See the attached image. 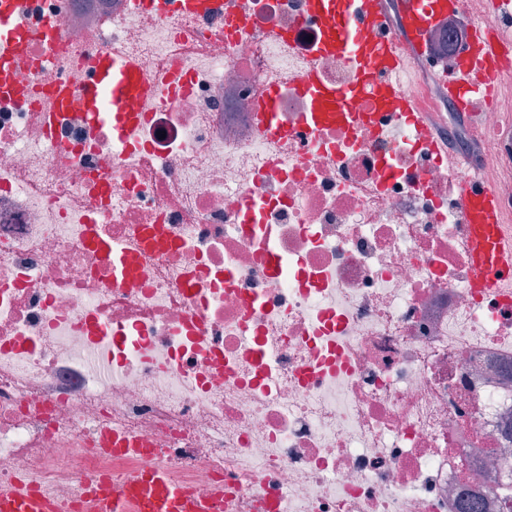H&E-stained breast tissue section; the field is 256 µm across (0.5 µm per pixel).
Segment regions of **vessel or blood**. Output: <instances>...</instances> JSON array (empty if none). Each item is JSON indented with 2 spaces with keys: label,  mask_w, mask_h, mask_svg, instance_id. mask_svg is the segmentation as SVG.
Wrapping results in <instances>:
<instances>
[{
  "label": "vessel or blood",
  "mask_w": 512,
  "mask_h": 512,
  "mask_svg": "<svg viewBox=\"0 0 512 512\" xmlns=\"http://www.w3.org/2000/svg\"><path fill=\"white\" fill-rule=\"evenodd\" d=\"M355 0H307L310 13L319 14L327 36L321 43L322 53L357 55V32L368 15H380L384 0H371L370 11L355 8ZM406 23L401 40L387 41L384 59L390 72L400 74L411 67L423 49L421 22L427 21L435 7L447 0H400ZM19 0H0V92L15 93L11 78L12 58L25 50V28L18 19ZM474 39L479 46L480 66L465 65L446 86L450 98L460 99L481 86L495 87L503 76L498 60L505 56L512 43L503 36L475 28ZM145 77L138 66L128 60H116L102 54L94 66L91 80L83 94L88 102L91 118L109 123L116 137H124L138 120L136 103L142 98ZM299 90L312 102L314 122L334 121L347 110L352 89L325 83L317 70H310ZM280 93L268 87L259 101L258 114L261 130L271 139H284L288 131L279 122ZM468 245L473 256L474 281L478 287L496 289L497 281L487 276L489 269L512 268V241L508 240L504 220L495 206L492 192L482 191L469 207ZM101 445L112 455H141L138 441L117 431L104 432ZM154 459L135 470L122 481L100 477L92 482L88 492L91 512H217L223 491L214 497H198L191 489L173 479L169 471L155 461L159 449L146 451ZM51 501L36 487L28 484L17 488L0 489V512H53Z\"/></svg>",
  "instance_id": "vessel-or-blood-1"
}]
</instances>
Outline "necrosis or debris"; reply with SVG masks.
<instances>
[{
  "label": "necrosis or debris",
  "instance_id": "4bbe7bcc",
  "mask_svg": "<svg viewBox=\"0 0 512 512\" xmlns=\"http://www.w3.org/2000/svg\"><path fill=\"white\" fill-rule=\"evenodd\" d=\"M479 2L448 0L399 81L424 124L381 103L379 62L352 120L315 128L306 71H357L320 54L306 0H21L26 98L0 97V488L31 480L78 512L91 476L146 464L99 452L116 429L160 443L195 494L223 484V512H458L464 493L512 512V288H471L464 201L487 188L512 216V101L441 89L474 27L502 25ZM103 51L146 79L124 141L80 95ZM272 83L284 141L258 130Z\"/></svg>",
  "mask_w": 512,
  "mask_h": 512
}]
</instances>
